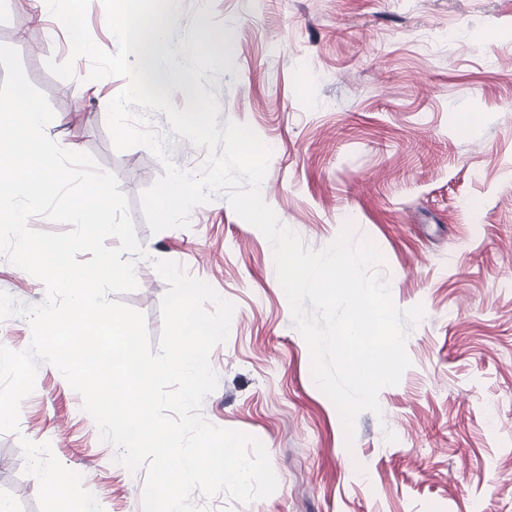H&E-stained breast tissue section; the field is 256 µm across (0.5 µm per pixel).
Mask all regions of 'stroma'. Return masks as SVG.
Listing matches in <instances>:
<instances>
[{
	"instance_id": "stroma-1",
	"label": "stroma",
	"mask_w": 512,
	"mask_h": 512,
	"mask_svg": "<svg viewBox=\"0 0 512 512\" xmlns=\"http://www.w3.org/2000/svg\"><path fill=\"white\" fill-rule=\"evenodd\" d=\"M230 50L199 79L220 104L218 124L249 125L271 148L264 201L313 250L345 221L369 237L394 304L422 305L411 360L360 413L346 445L338 412L312 376L293 325L273 247L224 196L195 207L186 228L151 232L140 196L164 173L143 147L116 150L107 105L124 79L88 80V59L30 0H0V45L55 112L47 135L113 173L145 251L136 290L120 302L158 338L167 289L156 260H173L232 301L219 377L201 412L258 438L278 487L270 496L192 502L203 512H512V0H178L163 62L192 70L186 45L201 29ZM73 61L62 80L48 61ZM155 129L180 168L205 149ZM0 292L44 301L43 283L0 260ZM81 397L41 364L19 430L0 434V500L12 512H142L145 469L115 461ZM63 473L67 500L34 489Z\"/></svg>"
}]
</instances>
